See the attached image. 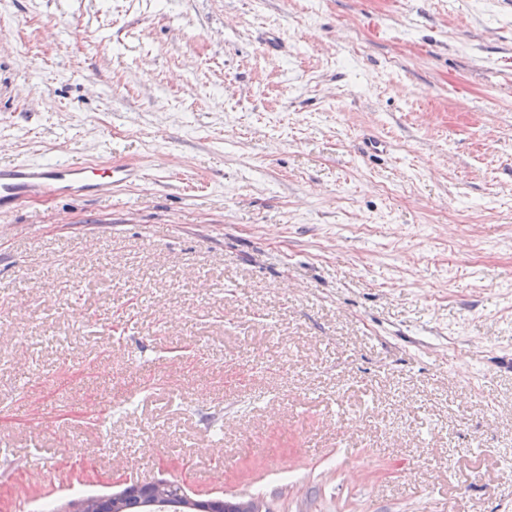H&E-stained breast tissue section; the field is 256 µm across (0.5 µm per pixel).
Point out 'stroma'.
Instances as JSON below:
<instances>
[{
	"mask_svg": "<svg viewBox=\"0 0 512 512\" xmlns=\"http://www.w3.org/2000/svg\"><path fill=\"white\" fill-rule=\"evenodd\" d=\"M23 161L0 512H512V0H0ZM139 177L141 172L138 169L126 165L100 170L84 163L68 161L52 164L21 162L0 169V202L20 205L34 195L89 192L110 195ZM109 498L112 508H115V511L110 512H147L145 502L139 499L133 487H127Z\"/></svg>",
	"mask_w": 512,
	"mask_h": 512,
	"instance_id": "obj_1",
	"label": "stroma"
}]
</instances>
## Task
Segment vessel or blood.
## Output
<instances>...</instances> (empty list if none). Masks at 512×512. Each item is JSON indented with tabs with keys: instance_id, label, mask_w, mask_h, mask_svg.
Wrapping results in <instances>:
<instances>
[{
	"instance_id": "vessel-or-blood-1",
	"label": "vessel or blood",
	"mask_w": 512,
	"mask_h": 512,
	"mask_svg": "<svg viewBox=\"0 0 512 512\" xmlns=\"http://www.w3.org/2000/svg\"><path fill=\"white\" fill-rule=\"evenodd\" d=\"M139 176L138 169L126 165L100 170L68 161L21 162L0 169V202L18 205L34 195H109Z\"/></svg>"
}]
</instances>
